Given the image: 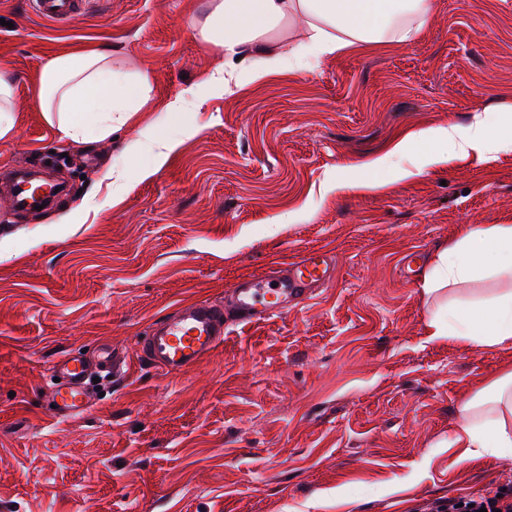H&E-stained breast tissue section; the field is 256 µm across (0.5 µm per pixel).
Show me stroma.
<instances>
[{
    "label": "stroma",
    "mask_w": 512,
    "mask_h": 512,
    "mask_svg": "<svg viewBox=\"0 0 512 512\" xmlns=\"http://www.w3.org/2000/svg\"><path fill=\"white\" fill-rule=\"evenodd\" d=\"M208 2L83 0L57 24L0 0L17 112L0 168L68 188L26 212L0 190V512H347L340 496L419 512L508 487L512 460L458 462L452 438L463 398L512 368V351L429 340L418 284L461 225L512 224V153L400 180L429 146L387 152L512 101V0H436L407 46L164 111L224 65L190 25ZM85 46L147 73L146 122L181 140L149 178L153 157L127 153V130L69 143L39 109L45 62ZM381 156L386 170L367 171ZM319 249L334 277L302 308L229 328L183 374L139 358V337L181 304L223 302L237 280ZM107 347L123 372L93 385L85 414L52 418L51 362Z\"/></svg>",
    "instance_id": "stroma-1"
}]
</instances>
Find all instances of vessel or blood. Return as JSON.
I'll return each mask as SVG.
<instances>
[{"label": "vessel or blood", "mask_w": 512, "mask_h": 512, "mask_svg": "<svg viewBox=\"0 0 512 512\" xmlns=\"http://www.w3.org/2000/svg\"><path fill=\"white\" fill-rule=\"evenodd\" d=\"M78 4L79 0H33L35 12L49 20L72 16ZM330 278L327 254L319 250L302 252L288 269L239 280L229 289L223 304L189 303L167 319L153 323L139 342L141 356L164 373L188 372L223 342L229 323H255L295 309ZM117 365V358L108 351L90 359L67 355L54 360L49 375L59 379L60 385L50 393L52 416L67 420L87 412L93 401L88 379L112 374Z\"/></svg>", "instance_id": "1"}]
</instances>
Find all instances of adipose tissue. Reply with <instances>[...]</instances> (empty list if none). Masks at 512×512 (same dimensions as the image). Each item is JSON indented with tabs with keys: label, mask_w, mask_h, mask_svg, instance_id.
Masks as SVG:
<instances>
[{
	"label": "adipose tissue",
	"mask_w": 512,
	"mask_h": 512,
	"mask_svg": "<svg viewBox=\"0 0 512 512\" xmlns=\"http://www.w3.org/2000/svg\"><path fill=\"white\" fill-rule=\"evenodd\" d=\"M433 11V0H211L205 18L192 20L191 26L224 55L223 69L203 79L207 89L222 95L365 45L409 44L418 31L403 26V19L416 18L423 26ZM290 25L300 26L298 40L279 43L278 32ZM151 101L149 76L140 73L131 79L113 70L111 53L102 49L51 57L41 71L43 115L75 143L110 137L137 113L149 111ZM498 122L494 138L481 121L405 135L393 145V153L406 152L414 142L431 144L432 150L421 165L399 170L398 178L422 176L451 154L487 160L512 151V117L501 115ZM481 274L503 280L504 288L481 299L459 291V284ZM419 288L428 297L450 293L427 320L430 340L512 349V224L462 225L453 244L436 250ZM460 415L454 441L465 457L488 453L511 459L512 371L495 376L485 389L465 398Z\"/></svg>",
	"instance_id": "1"
}]
</instances>
